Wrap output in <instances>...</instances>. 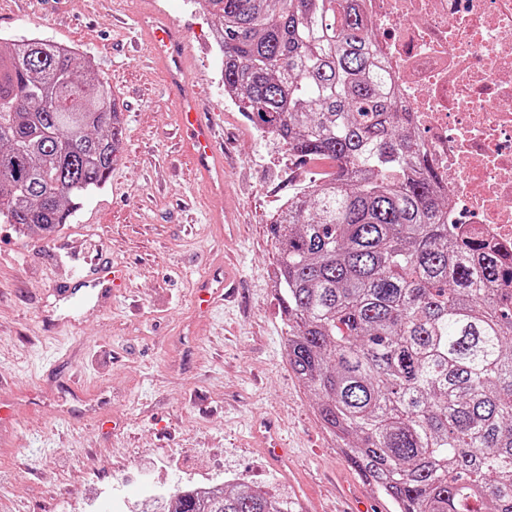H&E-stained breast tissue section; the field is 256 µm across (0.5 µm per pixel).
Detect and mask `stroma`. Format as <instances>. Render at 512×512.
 Wrapping results in <instances>:
<instances>
[{"instance_id":"obj_1","label":"stroma","mask_w":512,"mask_h":512,"mask_svg":"<svg viewBox=\"0 0 512 512\" xmlns=\"http://www.w3.org/2000/svg\"><path fill=\"white\" fill-rule=\"evenodd\" d=\"M185 26L196 79L224 121V189L195 173L175 129L176 96L122 21L143 0H0V48L37 36L78 49L123 113L121 159L50 237L0 223V512H135L178 487H257L291 512H347L379 499L321 426L288 365L271 281L273 215L327 161L294 159L224 95L204 53L213 17L193 0H154ZM125 280L109 304L68 311L95 258ZM230 260L236 301L195 314L194 290ZM281 424L271 462L254 426Z\"/></svg>"}]
</instances>
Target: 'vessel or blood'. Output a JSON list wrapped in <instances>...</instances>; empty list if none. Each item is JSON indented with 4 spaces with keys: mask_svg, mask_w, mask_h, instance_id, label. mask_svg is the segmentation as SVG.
Wrapping results in <instances>:
<instances>
[{
    "mask_svg": "<svg viewBox=\"0 0 512 512\" xmlns=\"http://www.w3.org/2000/svg\"><path fill=\"white\" fill-rule=\"evenodd\" d=\"M141 32L149 43L152 56L163 69L166 81L177 93L178 122L192 148L196 170L211 190L224 188V163L216 148L214 123L203 120L199 112L200 90L190 82L188 68L190 48L184 28L166 19L160 13H151L149 20L141 21ZM122 273L111 263L100 262L88 274L82 300L103 304L120 288ZM234 291V279L222 269H211L201 280L194 293V306L198 313L208 314L213 304ZM267 455L279 458L283 448L273 420L260 421L255 430Z\"/></svg>",
    "mask_w": 512,
    "mask_h": 512,
    "instance_id": "vessel-or-blood-1",
    "label": "vessel or blood"
}]
</instances>
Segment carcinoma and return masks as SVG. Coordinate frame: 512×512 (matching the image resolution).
<instances>
[{
  "label": "carcinoma",
  "mask_w": 512,
  "mask_h": 512,
  "mask_svg": "<svg viewBox=\"0 0 512 512\" xmlns=\"http://www.w3.org/2000/svg\"><path fill=\"white\" fill-rule=\"evenodd\" d=\"M224 91L294 158L329 160L273 216L288 364L393 512H512V263L445 221L361 0H199ZM73 47L0 52V222L51 234L119 160L120 112ZM167 512H288L254 488Z\"/></svg>",
  "instance_id": "cac0c4a2"
}]
</instances>
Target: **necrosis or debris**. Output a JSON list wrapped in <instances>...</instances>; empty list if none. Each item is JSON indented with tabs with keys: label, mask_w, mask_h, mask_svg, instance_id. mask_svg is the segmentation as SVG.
<instances>
[{
	"label": "necrosis or debris",
	"mask_w": 512,
	"mask_h": 512,
	"mask_svg": "<svg viewBox=\"0 0 512 512\" xmlns=\"http://www.w3.org/2000/svg\"><path fill=\"white\" fill-rule=\"evenodd\" d=\"M449 223L512 257V0H363Z\"/></svg>",
	"instance_id": "necrosis-or-debris-1"
}]
</instances>
